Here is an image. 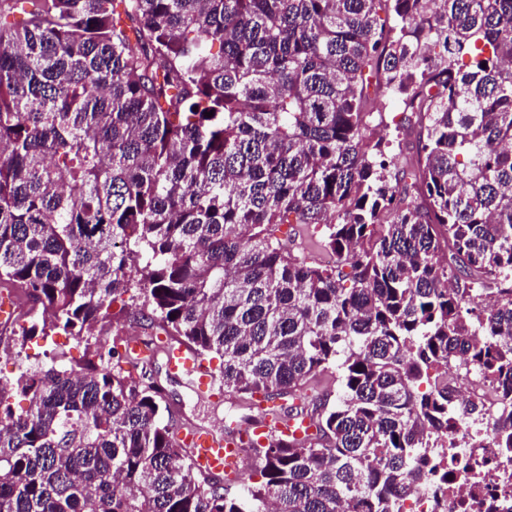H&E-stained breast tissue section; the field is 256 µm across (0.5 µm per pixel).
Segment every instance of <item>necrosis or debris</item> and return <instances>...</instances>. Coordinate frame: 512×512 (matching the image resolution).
Listing matches in <instances>:
<instances>
[{
    "mask_svg": "<svg viewBox=\"0 0 512 512\" xmlns=\"http://www.w3.org/2000/svg\"><path fill=\"white\" fill-rule=\"evenodd\" d=\"M459 431L467 446L432 449L402 512H512V450L494 447L480 425L464 421Z\"/></svg>",
    "mask_w": 512,
    "mask_h": 512,
    "instance_id": "necrosis-or-debris-1",
    "label": "necrosis or debris"
}]
</instances>
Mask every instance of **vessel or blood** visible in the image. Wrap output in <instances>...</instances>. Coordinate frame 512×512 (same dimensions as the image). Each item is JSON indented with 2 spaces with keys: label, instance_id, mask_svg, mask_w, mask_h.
Returning <instances> with one entry per match:
<instances>
[{
  "label": "vessel or blood",
  "instance_id": "1",
  "mask_svg": "<svg viewBox=\"0 0 512 512\" xmlns=\"http://www.w3.org/2000/svg\"><path fill=\"white\" fill-rule=\"evenodd\" d=\"M122 350L128 358L143 363L163 359L168 374L184 381L198 397L215 400L222 395V389L210 368L186 344L174 343L161 334L151 344L137 338L125 339ZM312 432L308 421L290 417L270 404L258 422L242 425L229 432L185 424L178 427L175 438L179 446L188 449L191 464L198 472L223 475L232 480L240 474L245 464L244 448L264 445L273 436L303 440Z\"/></svg>",
  "mask_w": 512,
  "mask_h": 512
}]
</instances>
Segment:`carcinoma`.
<instances>
[{"label": "carcinoma", "mask_w": 512, "mask_h": 512, "mask_svg": "<svg viewBox=\"0 0 512 512\" xmlns=\"http://www.w3.org/2000/svg\"><path fill=\"white\" fill-rule=\"evenodd\" d=\"M0 288L21 338L93 343L0 381V512H401L459 421L512 448V0H0ZM117 302L315 437L244 495L199 474L104 350ZM333 368L330 406L304 386ZM401 118V114L396 111L395 109H389L386 112H383L382 118H376L375 122L373 123V135L375 138L383 137L386 140H390L394 142V152L399 153L398 147H397V134L399 133V138L403 137V132L400 130V132H397L395 129L396 124L399 122Z\"/></svg>", "instance_id": "cac0c4a2"}]
</instances>
